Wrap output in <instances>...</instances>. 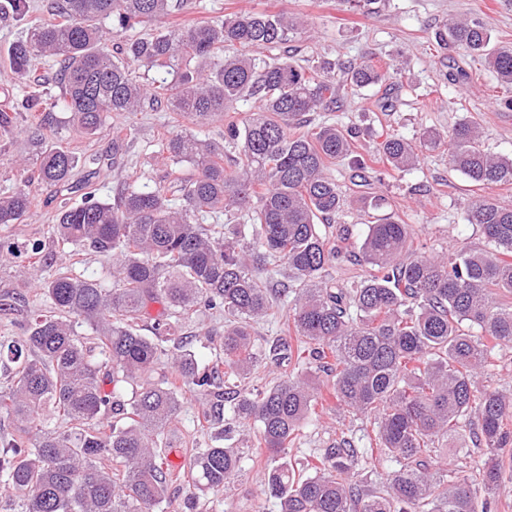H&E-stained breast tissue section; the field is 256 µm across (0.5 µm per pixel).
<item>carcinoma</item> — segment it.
Listing matches in <instances>:
<instances>
[{"label": "carcinoma", "mask_w": 512, "mask_h": 512, "mask_svg": "<svg viewBox=\"0 0 512 512\" xmlns=\"http://www.w3.org/2000/svg\"><path fill=\"white\" fill-rule=\"evenodd\" d=\"M184 0H55L57 19L30 29L7 51L11 70L32 84L38 56L56 59L59 95L36 88L13 112H0V142L8 143L17 112L71 113L94 135L112 112H138L146 101L198 128L178 127L161 144L174 166L168 189L126 185L115 200L85 193L61 200L47 243L89 248L113 258L112 287L91 276L60 271L38 287L50 308L30 313L22 335L0 339V412L21 431L0 443V478L19 493L20 512H159L168 487L180 480L207 494L228 487L241 467L239 449L207 445L179 472L164 464L177 448L168 430L181 410V391L213 398L205 425L231 433L240 419L260 424L258 444L286 454L315 415L322 391L343 413L373 421L374 447L359 450L342 436L312 455L302 469L283 461L264 468L278 512H486L457 465L477 448L487 456L481 485L502 483L500 455L512 445V398L474 384L500 344H512V207L492 197L474 201L465 220L480 228L487 248L450 253L409 251L410 225L390 217L367 225L357 260L361 280L329 286L328 269L343 256L326 226L348 206L329 164L351 157L354 133L332 124L292 133L288 127L336 100V62L305 69L288 55H264L304 29L288 12L240 10L222 19L169 27L165 19ZM118 32L152 25L143 38L108 47ZM444 49L479 57L512 87V46L490 47L480 19H452L436 32ZM240 47L234 54L227 47ZM163 76L139 82L132 67ZM401 73L369 62L344 67L345 81L364 88ZM258 103L240 124L224 125V142L199 130L224 120L241 99ZM24 184L0 196V225L20 224L33 206L32 186H61L77 166L62 139L41 127L26 130ZM420 145L401 136L378 144L391 169L417 165ZM236 150L224 166V148ZM451 166L483 186L512 184V157L486 151L478 124L465 120L448 143ZM245 212V224H205V216ZM278 265L293 293L283 346L292 370L272 386L241 388L261 354L253 325L274 307L263 274ZM161 303L156 336L140 333L149 304ZM224 313L220 349L207 364L174 344L179 318L200 310ZM91 329L86 345L77 325ZM475 329L478 334L469 333ZM112 389H105V384ZM389 462L382 486L353 480L359 464Z\"/></svg>", "instance_id": "1"}]
</instances>
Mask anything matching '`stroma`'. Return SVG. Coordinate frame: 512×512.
<instances>
[{"label": "stroma", "instance_id": "35a3bbf8", "mask_svg": "<svg viewBox=\"0 0 512 512\" xmlns=\"http://www.w3.org/2000/svg\"><path fill=\"white\" fill-rule=\"evenodd\" d=\"M28 2L24 17L0 14V109L11 106L26 92L9 67L8 47L31 27L53 18L52 0ZM241 9L303 16L308 22L306 31L291 42L290 48L297 63L304 67L323 59L340 63L369 59L382 67L407 60L402 84L386 83L361 90L342 88L335 104L310 113L302 130L326 121L355 128L358 136L354 148L366 154L393 135L416 139L424 131L433 130L445 139L462 120L470 119L481 125L486 148L512 156V87L500 86L494 74L479 63L439 49L434 40L436 29L448 18L471 16L488 23L493 44L512 45V0H374L373 4L361 6L350 4L349 0H192L191 8L172 13L170 19L211 21ZM460 68L470 74L467 83L449 79ZM53 118L61 122L63 139L83 162L74 169L68 186L36 188L38 202L28 219L0 226L2 243L45 240L60 200L82 202L83 183H91L98 198L110 200L126 183L158 187L169 169L168 162L158 153L160 142L172 129L166 108L148 104L139 112L111 113L107 128L92 136L78 133L69 123L68 113L58 111ZM38 121L35 115L20 119V134L12 146L0 151V192L20 186L25 179L20 163L27 151L23 129ZM116 127L133 132L117 160L112 157V130ZM88 156L97 157V165L85 164ZM329 172L351 202L339 223L331 228L333 234L348 236L343 248L350 257L337 263L332 271L333 282L339 287L365 275V267L352 255L367 231L362 207L372 197H383V213L410 225L414 246L431 254L483 246L478 226L464 219L468 205L478 197L488 195L512 206V185L487 189L474 186L451 167L445 142L423 151L418 165L404 172L379 164L358 178L344 159L331 163ZM63 264L74 272L98 278L103 287L112 285L111 257L87 248H72L64 254L44 257L39 263L24 255L0 257V294L22 291L27 296L24 309L0 314V337L18 335L28 310L45 305V296L32 289L31 284ZM290 304V296H283L272 314L255 326L263 361L253 373L251 384L272 385L289 371L275 347L285 335L283 323ZM200 411L198 396L185 392L181 413L170 433L173 440L182 442L183 448L180 453L169 455L170 465L187 467L194 453L192 438ZM371 429L369 421L340 414L332 404L323 406L303 428L300 441L289 449L286 458L293 465H302L310 453L327 448L336 438L347 435L358 439ZM257 432V423L241 424L233 444L246 455L242 470L228 489L201 498L197 512H276L273 499L265 492L262 468L249 460Z\"/></svg>", "mask_w": 512, "mask_h": 512}]
</instances>
